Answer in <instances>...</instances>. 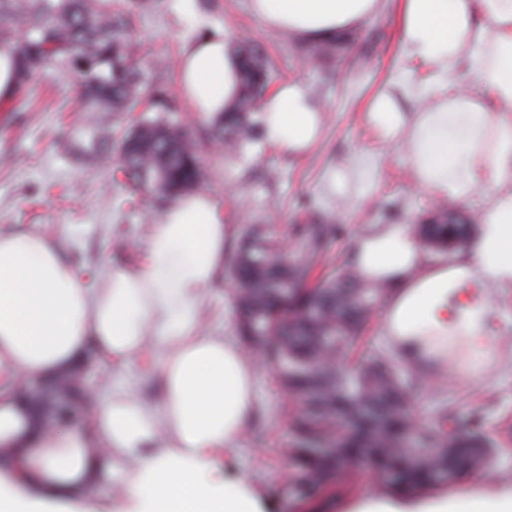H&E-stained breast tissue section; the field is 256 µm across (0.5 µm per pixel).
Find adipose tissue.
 <instances>
[{"label": "adipose tissue", "instance_id": "obj_1", "mask_svg": "<svg viewBox=\"0 0 512 512\" xmlns=\"http://www.w3.org/2000/svg\"><path fill=\"white\" fill-rule=\"evenodd\" d=\"M247 2L265 28L315 45L389 8L408 59L442 74L473 67L487 97L450 86L408 116L385 92L369 112L386 136L404 138L417 187L453 201L489 191L476 234L460 255L432 260L405 225L381 224L357 239L354 255L368 279L393 288L382 330L396 355L482 378L500 356L494 327L503 313L492 292L512 288V0ZM176 68L192 112L233 106L237 65L223 39L194 40ZM261 112L265 142L281 150L303 152L320 133V108L301 83L282 84ZM229 234L210 195L178 197L153 224L142 259L93 286L59 241L0 232V448L18 451L0 470L9 478L0 512H42L48 500L104 483L117 490L112 512H270L264 484L232 460L257 408L258 367L199 320ZM91 347L121 364L153 355L159 408L111 388L94 402L93 429L44 425L20 383L79 378ZM340 512H512V484L489 474L453 492L360 493Z\"/></svg>", "mask_w": 512, "mask_h": 512}]
</instances>
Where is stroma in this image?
I'll use <instances>...</instances> for the list:
<instances>
[{"label":"stroma","mask_w":512,"mask_h":512,"mask_svg":"<svg viewBox=\"0 0 512 512\" xmlns=\"http://www.w3.org/2000/svg\"><path fill=\"white\" fill-rule=\"evenodd\" d=\"M213 2L214 9L204 11L197 0H120L132 12L130 35L148 81L176 91L175 62L196 38L253 40L271 60L274 84H304L322 110L321 138L305 154L264 142L236 155L205 150L197 189L222 209L230 243H237L249 225L264 224L302 252L306 244L293 239L291 229L314 215L341 227L324 257L332 266L376 225L423 220L437 200L416 186L399 138L379 134L367 105L392 90L412 112L422 98L449 83L474 84V75H441L404 58L397 21L389 12L369 19L340 52L325 54L263 28L247 0ZM77 94L75 80L57 73L31 82L28 111L11 117L0 112V230L64 234L65 257L94 283L107 268L139 257L149 232L146 216L156 207L145 192L129 205H118L125 194L119 155L110 147L96 148L91 137L94 126L106 119L115 132L129 130L137 113L83 112ZM201 316L209 333L237 336L225 279L204 296ZM93 372L149 405L160 403L157 367L145 362L123 366L99 356ZM256 395L257 412L236 450L237 462L263 482L275 512H288L280 450L288 441L290 399L265 366L259 369ZM443 408L454 412L459 428L481 418L484 429L508 450L494 472L512 483V344L502 347L500 361L482 380L424 378L415 389L412 415L426 423Z\"/></svg>","instance_id":"stroma-1"}]
</instances>
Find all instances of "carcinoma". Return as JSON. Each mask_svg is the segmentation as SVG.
<instances>
[{"label": "carcinoma", "instance_id": "carcinoma-1", "mask_svg": "<svg viewBox=\"0 0 512 512\" xmlns=\"http://www.w3.org/2000/svg\"><path fill=\"white\" fill-rule=\"evenodd\" d=\"M130 15L112 0H0V44L11 45L15 90L59 72L78 80L89 111L132 112L148 102L157 116L139 122L117 142L130 194L147 190L166 201L193 189L203 172L204 147L234 152L261 138L255 116L272 78L265 52L254 43L235 49L240 93L229 112L214 118L207 143L170 122L178 111L167 91L149 83L129 38ZM471 224L439 208L411 234L426 250L445 254L468 237ZM295 236L307 249L294 260L263 224H252L231 257L235 311L245 348L265 357L288 408L284 450L291 512H336L353 492L359 468L376 488L423 494L451 488L491 471L500 448L482 428L449 426L442 411L431 425L411 427L409 409L421 369L403 367L369 346L365 336L390 289L366 279L345 260L326 271L319 258L336 236L334 224H303Z\"/></svg>", "mask_w": 512, "mask_h": 512}]
</instances>
